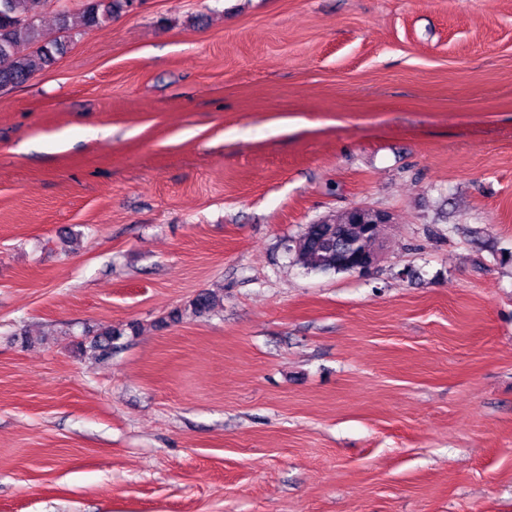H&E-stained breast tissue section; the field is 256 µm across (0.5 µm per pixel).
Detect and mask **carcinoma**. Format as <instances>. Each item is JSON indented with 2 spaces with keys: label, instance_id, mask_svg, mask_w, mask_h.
<instances>
[{
  "label": "carcinoma",
  "instance_id": "obj_1",
  "mask_svg": "<svg viewBox=\"0 0 512 512\" xmlns=\"http://www.w3.org/2000/svg\"><path fill=\"white\" fill-rule=\"evenodd\" d=\"M57 3V35L47 32L41 24V15L49 2ZM136 0H77L78 11L84 29L91 30L133 9ZM71 8L66 0H7V7L0 12V90L15 87L28 81L32 74L49 68L62 57L73 40L70 33ZM22 44L35 46V55L21 57L17 48ZM342 225L347 235L358 242L359 248L369 253L376 246L377 231L364 232L360 222L350 210L332 214L321 224L305 225L300 236L288 250L306 270L315 273H346L348 269L340 260L348 257L351 245L336 239L327 231V225ZM216 304L213 293L202 291L190 302L193 314L208 312ZM119 339L112 330L106 329L98 335L77 343L79 354H89L97 360L112 356L114 341Z\"/></svg>",
  "mask_w": 512,
  "mask_h": 512
}]
</instances>
